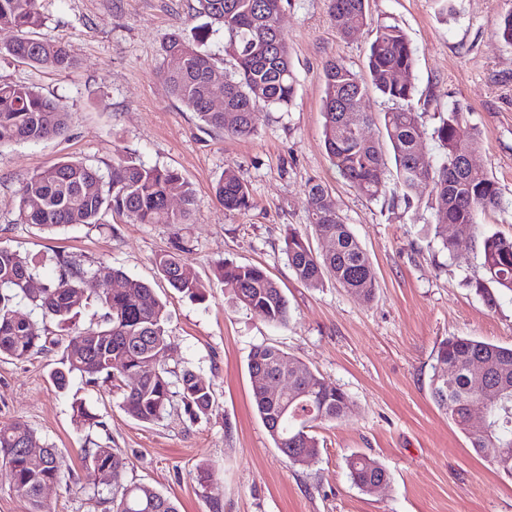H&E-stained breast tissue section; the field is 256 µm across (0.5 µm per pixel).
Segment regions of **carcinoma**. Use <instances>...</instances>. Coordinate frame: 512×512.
<instances>
[{
    "label": "carcinoma",
    "mask_w": 512,
    "mask_h": 512,
    "mask_svg": "<svg viewBox=\"0 0 512 512\" xmlns=\"http://www.w3.org/2000/svg\"><path fill=\"white\" fill-rule=\"evenodd\" d=\"M283 0H197L195 13L204 26L218 25L229 37L235 71L224 81L213 82L218 69L191 41L173 32L163 44L164 54L183 57L177 71H162L170 95L194 112L212 131L248 137L254 132V113L262 107L286 109L292 103L296 81L291 68L288 40L276 34ZM367 0H330V13L337 33L349 38L368 25ZM42 25L37 0H0V26L18 36L5 51L26 63L69 70L75 60L66 46L35 37ZM367 77L345 64L329 60L323 67L324 144L333 167L360 195L377 199L387 194L382 145L356 134L346 122V111L358 106L368 89L395 103L410 102L416 92L415 51L407 33L397 25L376 26V36L367 54ZM401 80L393 79L395 74ZM212 97L224 98V111L208 108ZM70 112L31 87L0 83V146L37 142L68 128ZM386 137L396 163L395 188L402 198L421 186L435 197V237L441 249L453 255L458 237L448 236V225H457L460 236L473 237L477 215L501 205V191L486 171L469 163L481 146L480 134L467 113L453 107L427 133L416 113L398 106L383 116ZM439 143L442 155L433 161L423 150L425 135ZM215 198L229 212L250 207V192L234 171L227 169L213 186ZM175 194L181 206L172 209L167 198ZM306 206L316 237L325 243L314 250L308 239L290 231L283 251L296 278L308 288H320L327 279L369 301L377 288L367 252L349 225L342 220L331 194L322 183L308 184ZM197 206L191 185L175 170L146 167L117 154L112 159L109 180L101 171L82 162L63 161L31 176L21 188L19 215L25 224L54 229L74 224H97L110 211L132 224H188ZM486 278L472 283L488 305L495 298L488 284L512 292V238L497 234L479 243ZM187 248L178 243L157 255L158 271L178 292L197 301L206 299L204 286L187 268ZM55 275L40 279L37 263L10 248L0 247V357L22 361L47 349L44 330L35 322L16 316L17 300H27L43 315L59 322L72 319L86 300L84 284L100 272L76 258L50 256ZM113 287L99 296L102 323L80 329L62 350L59 366L50 379L59 390L69 387L75 374L89 384L110 381L123 387L122 408L132 419L151 424L175 404L192 415L207 414L214 404L210 383L190 370L175 371L154 362L169 347L165 324L166 303L151 286L110 269ZM224 288L241 307L256 310L273 325L288 321V300L279 284L258 266L224 263L217 268ZM481 362L484 379L501 397L490 405L493 428L481 432L470 423V406L478 386L471 366ZM452 370L448 383L440 381L444 368ZM248 371L254 405L276 448L293 464L302 457L315 462L320 449L313 428L325 422L342 421L353 403L340 388L326 384L306 365L272 345L253 348ZM288 376V392L273 400L265 390L267 381ZM430 393L438 407L466 435L475 453L499 467L512 468V347H503L468 337L443 340L437 350L430 379ZM79 427L99 426L97 415L81 398L72 403ZM39 445L35 433L24 423L0 429V466L8 470L12 488L25 497L31 512H43L41 495L49 483L68 485L70 469L56 449L42 448V461L31 462L23 449ZM83 466L88 480L97 469L112 471V483L93 487L92 497L112 506V512H179L176 503L157 489L124 478L126 461L108 444H95L85 451ZM353 484L365 491L382 479L387 469L364 455L346 458Z\"/></svg>",
    "instance_id": "cac0c4a2"
}]
</instances>
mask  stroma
Wrapping results in <instances>:
<instances>
[{
    "label": "stroma",
    "instance_id": "1",
    "mask_svg": "<svg viewBox=\"0 0 512 512\" xmlns=\"http://www.w3.org/2000/svg\"><path fill=\"white\" fill-rule=\"evenodd\" d=\"M39 37L65 44L76 65L35 67L4 51L16 33L0 28V82L25 84L65 105V133L38 143L0 147V246L53 268L47 256L65 252L85 263L123 271L151 285L167 305L168 367L210 381L215 403L192 416L177 406L143 424L122 409L123 392L73 376L58 391L49 374L75 328L99 322L105 282L86 283L88 302L74 321L47 322L53 341L23 361L0 359V428L22 422L57 448L71 487L45 490L46 512H107L82 489L85 448L106 443L128 461L127 480L176 501L180 512H512V476L482 459L430 397L440 342L471 336L512 346V292L494 290L495 306L471 288L483 270L472 240L447 255L427 236L435 202L420 189L411 202L360 196L332 169L323 137V66L338 60L363 72L372 28L399 25L416 50L412 102L426 129L457 106L480 131L478 166L497 181L503 207L479 214V232L512 237V46L497 36L512 0H369L370 28L344 39L329 0H284L296 93L288 111L263 109L255 132L239 138L203 129L194 112L173 99L160 72L168 35H192L195 0H38ZM145 166L177 170L193 187L191 223L131 224L105 214L100 223L44 229L22 223L19 193L35 172L61 161L109 171L114 154ZM247 183L251 207L228 212L213 186L225 169ZM326 183L346 224L368 253L378 288L371 301L334 281L312 289L299 282L283 252L288 229L321 243L309 224L305 189ZM183 240L191 273L206 287L198 302L173 290L154 264L156 254ZM263 268L283 288L287 324L274 326L236 307L215 271L220 263ZM259 344L274 345L304 363L354 404L346 420L315 428V463H290L275 447L253 405L247 360ZM85 399L99 426L77 427L74 398ZM363 454L389 473L387 486H354L345 460ZM206 466L212 488L201 487Z\"/></svg>",
    "mask_w": 512,
    "mask_h": 512
}]
</instances>
